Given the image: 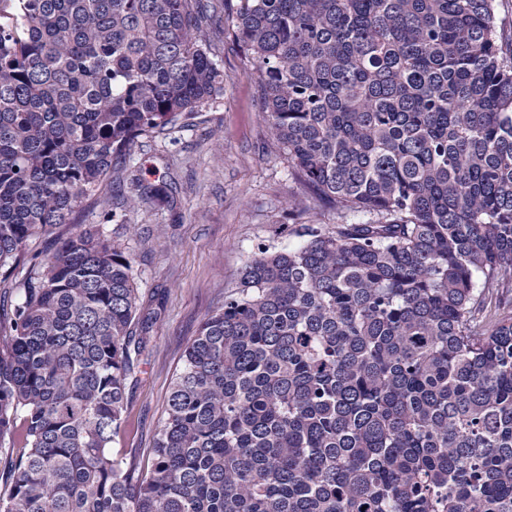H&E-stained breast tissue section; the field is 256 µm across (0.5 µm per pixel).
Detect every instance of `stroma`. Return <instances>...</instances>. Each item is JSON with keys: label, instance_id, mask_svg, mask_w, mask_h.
Segmentation results:
<instances>
[{"label": "stroma", "instance_id": "stroma-1", "mask_svg": "<svg viewBox=\"0 0 512 512\" xmlns=\"http://www.w3.org/2000/svg\"><path fill=\"white\" fill-rule=\"evenodd\" d=\"M202 34L224 70V87L161 134L144 137L115 162L112 177L83 201L76 223L39 239L49 252L59 239L94 225L130 253L148 306L150 352L127 384L126 427L116 451L151 468L150 450L173 375L204 319L224 305L257 246L291 243L293 227L315 213L275 145L261 110L257 74L238 42L230 0H199ZM169 186L161 203L149 187Z\"/></svg>", "mask_w": 512, "mask_h": 512}]
</instances>
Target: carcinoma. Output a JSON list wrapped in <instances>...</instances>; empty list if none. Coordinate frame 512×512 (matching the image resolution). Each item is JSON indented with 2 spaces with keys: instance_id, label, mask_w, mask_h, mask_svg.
I'll return each mask as SVG.
<instances>
[{
  "instance_id": "cac0c4a2",
  "label": "carcinoma",
  "mask_w": 512,
  "mask_h": 512,
  "mask_svg": "<svg viewBox=\"0 0 512 512\" xmlns=\"http://www.w3.org/2000/svg\"><path fill=\"white\" fill-rule=\"evenodd\" d=\"M234 29L336 223L247 260L143 472L112 449L149 349L132 257L93 226L26 250L224 72L193 0H0V512H512L495 0H237Z\"/></svg>"
}]
</instances>
